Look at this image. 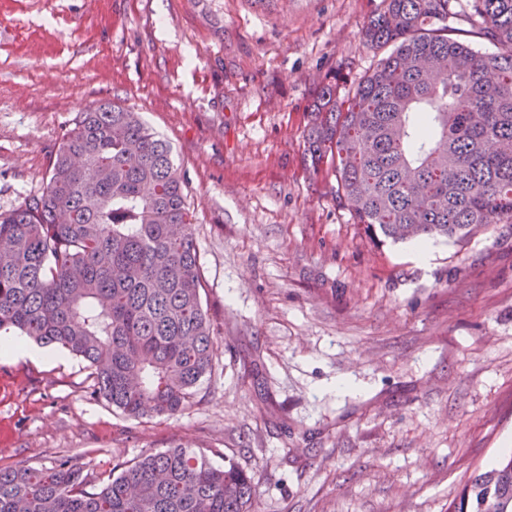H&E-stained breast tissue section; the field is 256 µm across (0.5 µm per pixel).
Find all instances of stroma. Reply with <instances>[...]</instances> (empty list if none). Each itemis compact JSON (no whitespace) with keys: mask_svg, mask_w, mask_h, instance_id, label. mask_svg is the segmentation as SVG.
Here are the masks:
<instances>
[{"mask_svg":"<svg viewBox=\"0 0 512 512\" xmlns=\"http://www.w3.org/2000/svg\"><path fill=\"white\" fill-rule=\"evenodd\" d=\"M385 0H0V211L79 115L140 113L185 172L218 345L192 407L126 417L56 346L0 358V467L101 486L166 448L254 476L256 512H447L512 453V224L375 246L304 163L316 88L384 55ZM354 383L338 392L336 383Z\"/></svg>","mask_w":512,"mask_h":512,"instance_id":"1","label":"stroma"}]
</instances>
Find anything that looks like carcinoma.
<instances>
[{
  "label": "carcinoma",
  "mask_w": 512,
  "mask_h": 512,
  "mask_svg": "<svg viewBox=\"0 0 512 512\" xmlns=\"http://www.w3.org/2000/svg\"><path fill=\"white\" fill-rule=\"evenodd\" d=\"M364 29L392 47L345 97L315 94L309 166L370 239L469 237L512 223V0H386ZM492 52L446 25L460 13ZM187 183L170 143L118 105L84 112L40 196L0 213V336L88 362L130 418L192 403L217 345L203 309ZM254 480L189 448L143 455L97 489L66 459L0 468V512H251ZM448 512H512V456L463 485Z\"/></svg>",
  "instance_id": "1"
}]
</instances>
